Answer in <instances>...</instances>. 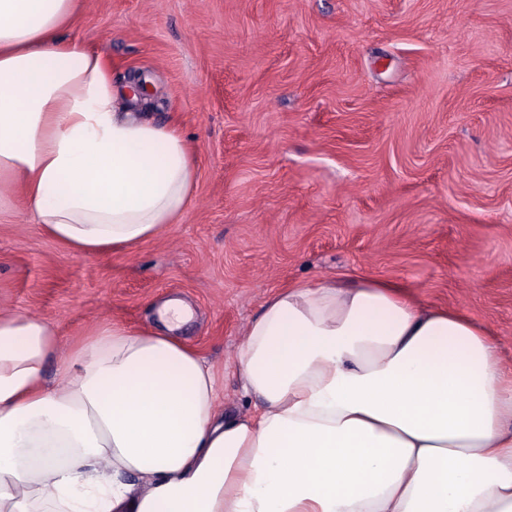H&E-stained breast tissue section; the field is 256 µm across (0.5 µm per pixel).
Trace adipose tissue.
<instances>
[{
    "label": "adipose tissue",
    "instance_id": "adipose-tissue-1",
    "mask_svg": "<svg viewBox=\"0 0 512 512\" xmlns=\"http://www.w3.org/2000/svg\"><path fill=\"white\" fill-rule=\"evenodd\" d=\"M81 0H0V213L72 254L182 223L188 137L134 113L106 54L64 32ZM161 326L0 313V512H512V371L491 333L364 276L279 289L233 367L253 412ZM58 370H51L54 360Z\"/></svg>",
    "mask_w": 512,
    "mask_h": 512
}]
</instances>
